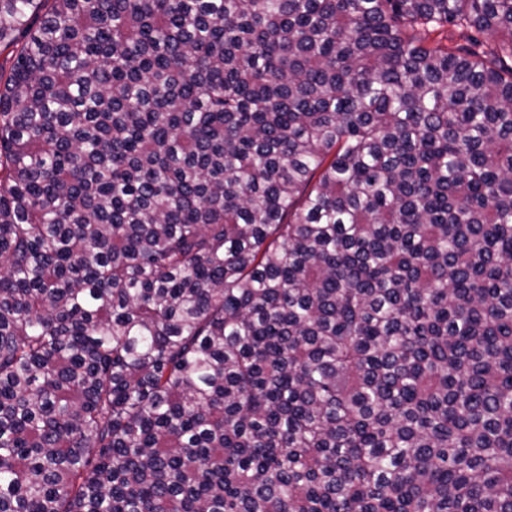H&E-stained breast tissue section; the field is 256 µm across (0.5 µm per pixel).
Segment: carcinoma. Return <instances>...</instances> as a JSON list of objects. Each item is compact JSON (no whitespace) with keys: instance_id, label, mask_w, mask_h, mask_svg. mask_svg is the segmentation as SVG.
<instances>
[{"instance_id":"obj_1","label":"carcinoma","mask_w":512,"mask_h":512,"mask_svg":"<svg viewBox=\"0 0 512 512\" xmlns=\"http://www.w3.org/2000/svg\"><path fill=\"white\" fill-rule=\"evenodd\" d=\"M1 47L0 512H512V0Z\"/></svg>"}]
</instances>
